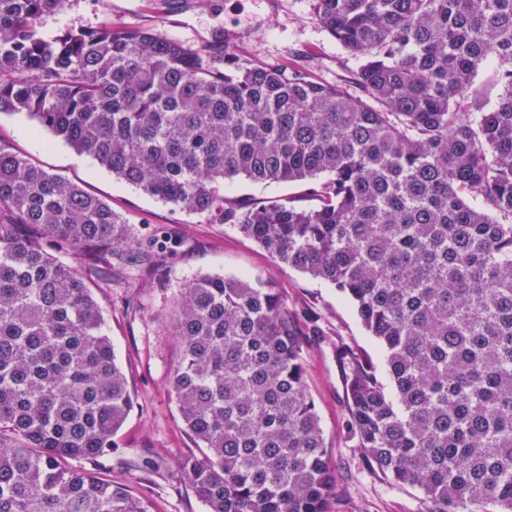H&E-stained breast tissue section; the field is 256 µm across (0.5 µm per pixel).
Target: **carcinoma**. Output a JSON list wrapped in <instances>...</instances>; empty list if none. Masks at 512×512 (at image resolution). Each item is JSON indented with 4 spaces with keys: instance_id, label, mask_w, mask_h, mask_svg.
Segmentation results:
<instances>
[{
    "instance_id": "obj_1",
    "label": "carcinoma",
    "mask_w": 512,
    "mask_h": 512,
    "mask_svg": "<svg viewBox=\"0 0 512 512\" xmlns=\"http://www.w3.org/2000/svg\"><path fill=\"white\" fill-rule=\"evenodd\" d=\"M314 2L362 61V94L109 22L47 40L39 21L64 0H0V112L332 284L389 377L336 342L343 426L368 467L420 490L426 512H512V0ZM485 64L501 89L487 112ZM238 177L300 182L314 205L242 206L224 196ZM52 244L96 256L158 240L0 145V512H149L67 465L116 447L133 398L99 304ZM171 321L172 394L199 449L181 470L207 512H329L336 474L304 374L318 319L269 279L205 274Z\"/></svg>"
}]
</instances>
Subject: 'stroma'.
<instances>
[{
  "label": "stroma",
  "mask_w": 512,
  "mask_h": 512,
  "mask_svg": "<svg viewBox=\"0 0 512 512\" xmlns=\"http://www.w3.org/2000/svg\"><path fill=\"white\" fill-rule=\"evenodd\" d=\"M136 26L199 49L221 40L260 64L303 66L321 82L355 91L361 62L315 18L313 0H66L43 16L48 39L74 28L106 22ZM0 143L25 155L48 173L78 184L107 201L144 236L164 242L152 260L129 264L107 254L87 260L67 249L58 258L75 266L100 305L104 330L133 394V405L116 436L117 446L93 464L101 477L128 486L147 500L151 512H206L180 469L195 450L171 396L170 380L179 348L167 319L182 288L203 274L272 279L290 308L318 316L324 335L306 359L310 392L336 470L330 512H425L422 493L384 479L366 465L341 428L343 387L334 344L343 340L383 365L378 341L365 330L354 306L331 284L278 266L233 224L173 210L116 178L97 160L72 149L22 113L0 112ZM241 202L285 197L305 203L298 183L238 178L226 186Z\"/></svg>",
  "instance_id": "35a3bbf8"
}]
</instances>
